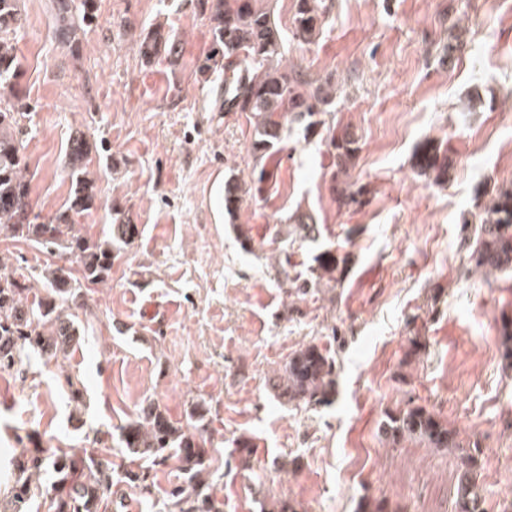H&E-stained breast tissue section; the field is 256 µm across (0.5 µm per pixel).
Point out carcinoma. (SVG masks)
Segmentation results:
<instances>
[{
  "label": "carcinoma",
  "mask_w": 512,
  "mask_h": 512,
  "mask_svg": "<svg viewBox=\"0 0 512 512\" xmlns=\"http://www.w3.org/2000/svg\"><path fill=\"white\" fill-rule=\"evenodd\" d=\"M58 11L57 38L70 52L80 49L77 31L93 20L97 0H54ZM211 31L212 46L197 67L207 78L224 70V111L243 112L253 119L251 154L261 160L277 147L288 123L304 125L305 132L323 124L318 119L332 105V79H312L301 70L282 65L280 27L263 0H199ZM291 38L311 44L325 24L323 0H295ZM25 22L19 0H0V238L27 243L58 259L66 257L76 269H64L58 261L42 270L43 291H33L32 271L0 260V373L19 372L31 352L56 357L80 344L81 330L75 310L85 305L88 291L106 282L116 258L114 248L129 245L135 225L118 218L104 238L85 234L76 217L96 208L95 179L90 171L96 149L84 133H73L66 150V168L72 190L67 203L49 220H41L30 196L28 163L21 150L20 115L23 67L17 55L15 36ZM141 60L152 63L163 56L174 60L178 44L161 26L143 31L135 42ZM327 146L336 155L333 173L336 200L342 207L363 204L364 188L341 184L359 151L349 134L329 130ZM418 171L439 180L446 171V156L431 146L416 154ZM242 182L234 177L224 182V208L233 213L242 200ZM312 217L297 213L287 217L299 237H314ZM474 267L487 273L512 268V188L500 189L478 214V238L471 254ZM315 266L306 278L277 267L278 282H291L301 294L327 279L342 280L344 267L333 252L315 256ZM336 360L318 345L309 344L293 353L284 367L269 379L275 395L290 404L315 409L335 398ZM205 404L194 406L186 422L173 420L159 405L142 406L138 419L119 429L117 441L129 458V466L115 472L102 448H85L81 454L58 449L32 448L10 461L11 485L0 497V512H24L35 497L45 496L47 512H100L112 498V484L125 482L149 498L154 482L151 470L174 460L184 484L166 494L165 512H224V502L210 492V451L203 434L208 427ZM379 438L395 448L408 440L431 448L460 450L455 483L456 512H486L483 489L477 481L480 466L478 446L464 448L459 432L422 406L385 412L378 427ZM54 477L46 488L41 477ZM356 512H400L383 500L363 497Z\"/></svg>",
  "instance_id": "obj_1"
}]
</instances>
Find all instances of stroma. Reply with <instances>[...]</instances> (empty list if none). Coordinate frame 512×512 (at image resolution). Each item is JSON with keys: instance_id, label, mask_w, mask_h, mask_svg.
I'll list each match as a JSON object with an SVG mask.
<instances>
[{"instance_id": "obj_1", "label": "stroma", "mask_w": 512, "mask_h": 512, "mask_svg": "<svg viewBox=\"0 0 512 512\" xmlns=\"http://www.w3.org/2000/svg\"><path fill=\"white\" fill-rule=\"evenodd\" d=\"M73 53L56 40L53 0H21L17 33L26 94L22 144L42 218L66 202L70 135L101 143L97 206L81 216L105 236L115 209L139 235L79 312L81 345L26 374L0 373V490L33 432L44 447L81 452L78 422L113 432L152 400L186 420L205 402L215 429L211 477L224 512H262L287 499L298 512H356L362 496L401 512H454L456 455L378 437L386 410L423 406L482 451L487 512L512 504V370L501 330L512 323V271L475 272L476 214L512 186V0H327L314 43L286 41L284 62L331 77V121L360 150L349 182L368 201L341 207L335 158L321 133L291 124L252 174V127L224 109V76L196 62L212 36L197 0H97ZM172 31L177 63L144 64L132 39ZM433 142L449 156L443 183L412 156ZM246 180L235 214L219 185ZM312 216L315 240L283 220ZM345 257L340 283L302 295L280 288L275 264L306 271L319 252ZM336 356V396L314 410L281 403L268 379L303 345ZM84 387L82 410L66 377ZM251 439L242 464L234 446ZM290 466L275 468L274 460ZM151 498L112 487L110 512H164L183 476L156 467Z\"/></svg>"}]
</instances>
